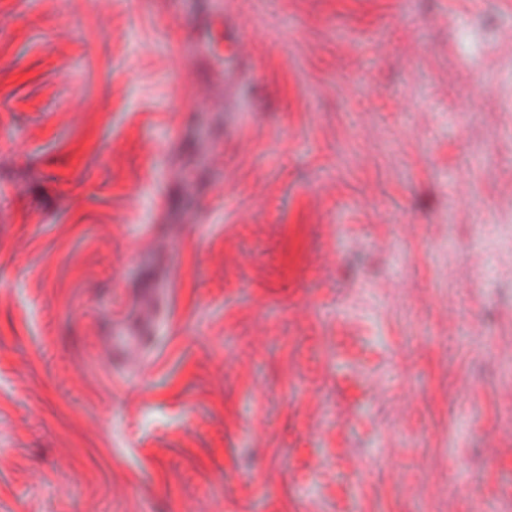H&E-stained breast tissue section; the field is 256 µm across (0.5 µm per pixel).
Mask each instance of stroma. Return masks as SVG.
Wrapping results in <instances>:
<instances>
[{"label": "stroma", "instance_id": "1", "mask_svg": "<svg viewBox=\"0 0 512 512\" xmlns=\"http://www.w3.org/2000/svg\"><path fill=\"white\" fill-rule=\"evenodd\" d=\"M510 181L512 0H0V512H512ZM481 242L486 240L490 248L506 247L512 250L511 224H478ZM145 332L137 330H129L125 327H119L112 336V345L114 349L119 351H130L138 348L147 336H143Z\"/></svg>", "mask_w": 512, "mask_h": 512}]
</instances>
